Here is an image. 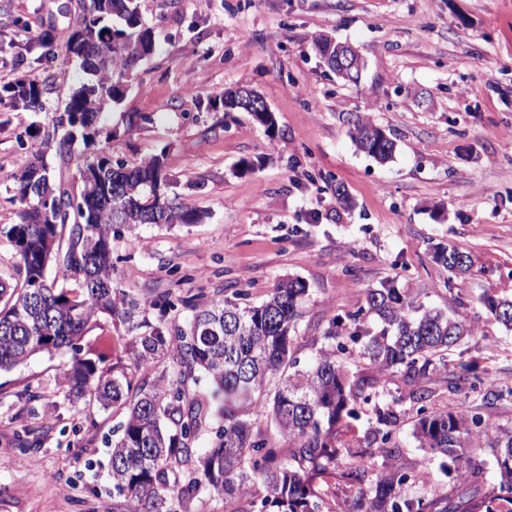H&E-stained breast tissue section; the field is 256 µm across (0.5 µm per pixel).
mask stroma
Returning a JSON list of instances; mask_svg holds the SVG:
<instances>
[{
    "label": "stroma",
    "mask_w": 512,
    "mask_h": 512,
    "mask_svg": "<svg viewBox=\"0 0 512 512\" xmlns=\"http://www.w3.org/2000/svg\"><path fill=\"white\" fill-rule=\"evenodd\" d=\"M156 52L129 71L109 115L106 150L130 164L165 154L170 192L203 211L195 224L114 227L119 284L142 318L184 323L192 305L245 290L264 300L285 278L305 281L298 357L307 360L330 315L356 312L364 291L391 282L474 331L461 355L430 377L431 410L472 411L479 393L448 388L462 365L491 374L503 400L482 406L512 425V334L491 323L481 296L512 295V0H140ZM78 0H0V86L53 76L47 110L0 102V228L16 223L14 180L37 145L34 121L60 108L77 65L43 46L63 39ZM327 35L366 66L338 79L313 50ZM256 90L274 113L267 134L246 112L225 115V90ZM360 113L397 144L382 165L351 141L342 117ZM343 185L351 207L337 202ZM468 252L467 276L449 279L434 246ZM132 335L105 318L78 354L105 372L128 367ZM75 353H41L0 371V512H112L109 476L121 408L71 402L62 372ZM385 401L399 464L427 463L431 493L452 482L444 459L412 436L418 406L402 375Z\"/></svg>",
    "instance_id": "35a3bbf8"
}]
</instances>
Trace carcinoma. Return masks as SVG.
<instances>
[{
	"instance_id": "1",
	"label": "carcinoma",
	"mask_w": 512,
	"mask_h": 512,
	"mask_svg": "<svg viewBox=\"0 0 512 512\" xmlns=\"http://www.w3.org/2000/svg\"><path fill=\"white\" fill-rule=\"evenodd\" d=\"M147 37L152 31L137 0H88L62 41L65 59L83 77L69 89L62 113L37 127L43 149L26 156L13 175L21 209L18 222L0 235L16 252L18 278L0 282V371L37 353L79 351L78 341L102 317L137 332L131 367L170 357L171 372L137 386L127 373L110 376L96 360L78 355L63 373L73 398L89 395L104 409H127L109 443L113 496L119 498L112 512H196L215 498L224 512H322L321 485L330 478L357 487L355 512H504L512 506V427L476 410L427 407L433 392L426 379L473 328L391 285L366 289V306L347 319L330 317L321 347L302 368L296 329L308 288L298 278L281 280L260 303L238 290L192 307L185 328L161 318L140 331V303L115 280L112 227L194 224L203 217L170 197L164 155L129 165L112 161L101 147L112 136L106 111L120 99L127 72L153 53L144 47ZM102 56L109 64L100 69ZM47 94L46 84L23 78L0 89V99L34 113L45 109ZM345 121L359 150L380 163L393 158L394 140L381 145L367 136L372 121L359 113ZM37 160L49 171L37 173ZM433 260L448 271L449 288L471 268L470 255L453 245L437 248ZM480 301L495 324L512 332V297ZM350 359L375 374L350 372ZM398 371L420 403L413 432L419 447L457 465L456 495L425 492L428 466L404 470L397 464L399 446L380 430L374 439L381 469L364 488L365 454L338 440L336 425H350L364 406L381 422L391 417L380 407L379 385ZM201 373L209 378L205 391L198 388ZM448 385L500 398L490 378L472 382L461 375ZM262 420L271 428L257 426ZM204 434L210 446L199 448ZM486 446L494 456L491 495L480 491L485 463L470 456ZM342 455L348 461L339 469Z\"/></svg>"
}]
</instances>
